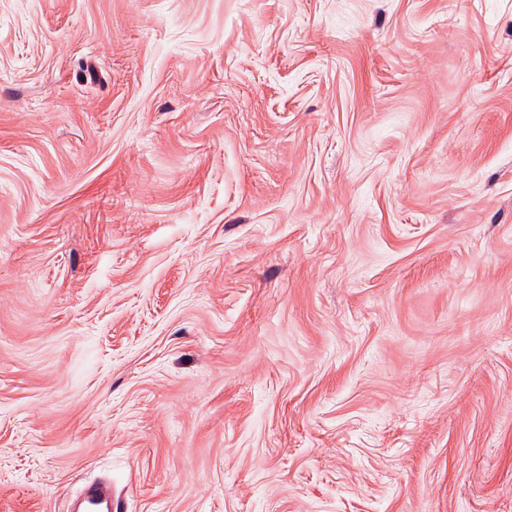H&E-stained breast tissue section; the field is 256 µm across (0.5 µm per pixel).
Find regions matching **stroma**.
<instances>
[{
  "label": "stroma",
  "instance_id": "35a3bbf8",
  "mask_svg": "<svg viewBox=\"0 0 512 512\" xmlns=\"http://www.w3.org/2000/svg\"><path fill=\"white\" fill-rule=\"evenodd\" d=\"M512 512V0H0V512ZM75 512H123L118 500L112 497V484L106 478L88 485L75 500Z\"/></svg>",
  "mask_w": 512,
  "mask_h": 512
}]
</instances>
